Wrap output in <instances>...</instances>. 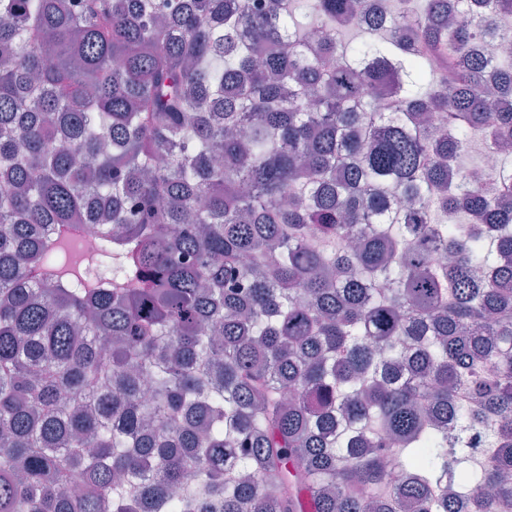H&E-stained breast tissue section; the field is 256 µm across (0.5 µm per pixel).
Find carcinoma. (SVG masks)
<instances>
[{
	"label": "carcinoma",
	"instance_id": "obj_1",
	"mask_svg": "<svg viewBox=\"0 0 512 512\" xmlns=\"http://www.w3.org/2000/svg\"><path fill=\"white\" fill-rule=\"evenodd\" d=\"M406 2L0 0V512H512V0Z\"/></svg>",
	"mask_w": 512,
	"mask_h": 512
}]
</instances>
